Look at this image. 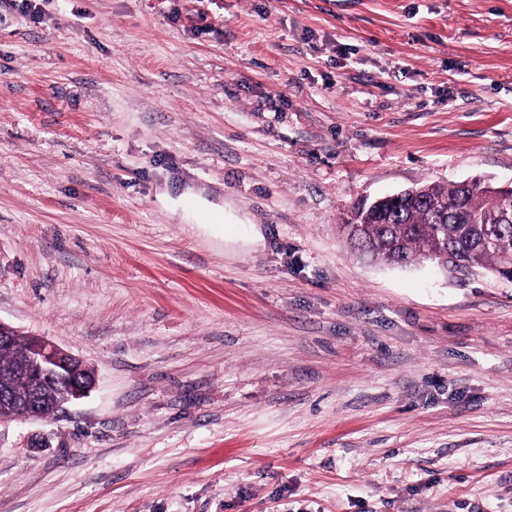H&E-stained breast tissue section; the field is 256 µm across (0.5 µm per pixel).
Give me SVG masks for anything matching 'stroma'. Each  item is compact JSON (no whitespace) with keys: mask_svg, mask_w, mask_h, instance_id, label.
<instances>
[{"mask_svg":"<svg viewBox=\"0 0 512 512\" xmlns=\"http://www.w3.org/2000/svg\"><path fill=\"white\" fill-rule=\"evenodd\" d=\"M0 0V321L94 368L0 512H512V282L361 259L512 184V0Z\"/></svg>","mask_w":512,"mask_h":512,"instance_id":"obj_1","label":"stroma"}]
</instances>
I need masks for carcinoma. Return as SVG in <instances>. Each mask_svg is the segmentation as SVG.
I'll return each mask as SVG.
<instances>
[{"label":"carcinoma","mask_w":512,"mask_h":512,"mask_svg":"<svg viewBox=\"0 0 512 512\" xmlns=\"http://www.w3.org/2000/svg\"><path fill=\"white\" fill-rule=\"evenodd\" d=\"M490 189L478 178L417 185L378 216L356 204L344 220L346 241L388 264L427 262L461 281L482 271L503 276L512 272V224L500 225L497 241H488L485 224L496 222Z\"/></svg>","instance_id":"carcinoma-1"}]
</instances>
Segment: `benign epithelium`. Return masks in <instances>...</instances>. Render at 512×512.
Wrapping results in <instances>:
<instances>
[{
	"label": "benign epithelium",
	"mask_w": 512,
	"mask_h": 512,
	"mask_svg": "<svg viewBox=\"0 0 512 512\" xmlns=\"http://www.w3.org/2000/svg\"><path fill=\"white\" fill-rule=\"evenodd\" d=\"M83 360L44 336L30 337L26 358L15 364L0 362V423L19 419H50L73 401L85 397L96 385V376L82 368ZM17 373L28 377L29 390L22 399L11 391ZM54 385L60 396L52 403L43 399V389Z\"/></svg>",
	"instance_id": "1"
}]
</instances>
